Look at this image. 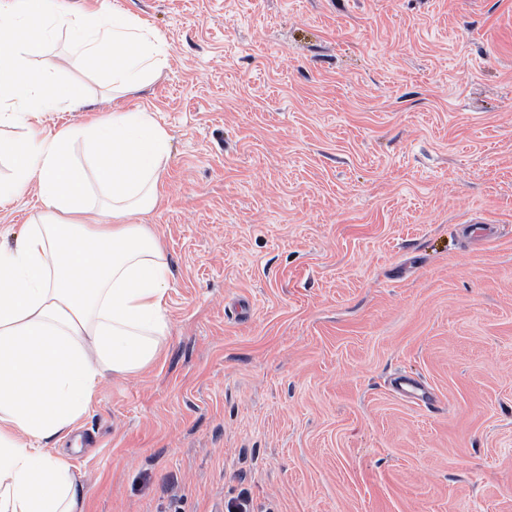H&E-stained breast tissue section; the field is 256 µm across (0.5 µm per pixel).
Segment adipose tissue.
<instances>
[{"mask_svg":"<svg viewBox=\"0 0 512 512\" xmlns=\"http://www.w3.org/2000/svg\"><path fill=\"white\" fill-rule=\"evenodd\" d=\"M77 30L70 57L32 63V48ZM77 60L128 91L160 75L164 40L103 0H0V127L25 138L0 148V207L31 191L41 203L13 243L0 244V512H84L71 455L50 450L88 413L103 382L140 374L164 351L172 270L141 223L156 209L172 137L152 113L53 132L49 112L89 102L56 74Z\"/></svg>","mask_w":512,"mask_h":512,"instance_id":"ef3b65f1","label":"adipose tissue"}]
</instances>
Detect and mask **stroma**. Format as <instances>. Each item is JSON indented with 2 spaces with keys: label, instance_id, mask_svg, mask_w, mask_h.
Returning a JSON list of instances; mask_svg holds the SVG:
<instances>
[{
  "label": "stroma",
  "instance_id": "stroma-1",
  "mask_svg": "<svg viewBox=\"0 0 512 512\" xmlns=\"http://www.w3.org/2000/svg\"><path fill=\"white\" fill-rule=\"evenodd\" d=\"M119 2L167 67L42 126L169 130L174 278L85 512H512V0Z\"/></svg>",
  "mask_w": 512,
  "mask_h": 512
}]
</instances>
